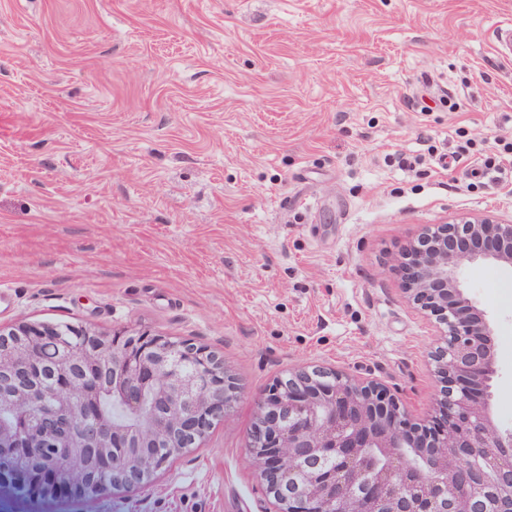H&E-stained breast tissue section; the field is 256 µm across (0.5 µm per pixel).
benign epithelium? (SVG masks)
Returning a JSON list of instances; mask_svg holds the SVG:
<instances>
[{
    "mask_svg": "<svg viewBox=\"0 0 512 512\" xmlns=\"http://www.w3.org/2000/svg\"><path fill=\"white\" fill-rule=\"evenodd\" d=\"M479 263L512 269L511 223L435 224L399 254L403 292L440 330L433 425H409L377 385L319 365L256 400L247 457L271 512H512V426L489 403L494 328L460 279ZM236 397L224 362L185 340L0 326V480L18 477L31 498L139 489Z\"/></svg>",
    "mask_w": 512,
    "mask_h": 512,
    "instance_id": "obj_1",
    "label": "benign epithelium"
}]
</instances>
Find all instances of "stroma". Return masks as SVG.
<instances>
[{
  "label": "stroma",
  "mask_w": 512,
  "mask_h": 512,
  "mask_svg": "<svg viewBox=\"0 0 512 512\" xmlns=\"http://www.w3.org/2000/svg\"><path fill=\"white\" fill-rule=\"evenodd\" d=\"M509 25L512 0H0V324L187 340L238 387L138 490L144 512H269L255 402L299 365L378 382L426 423L437 329L395 257L429 224L512 222V182L482 156L512 134ZM462 284L493 323L490 402L512 423V272ZM126 496L7 483L0 512Z\"/></svg>",
  "instance_id": "1"
}]
</instances>
